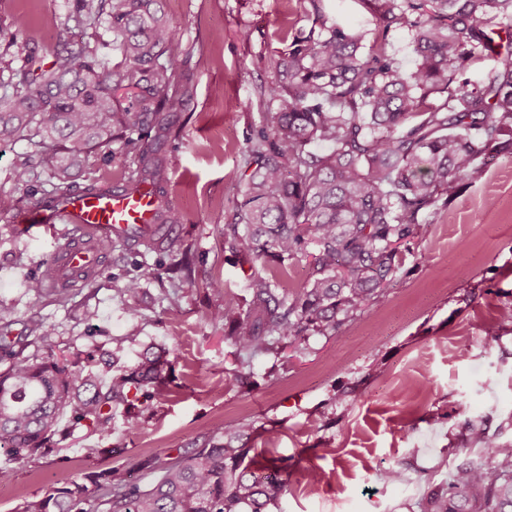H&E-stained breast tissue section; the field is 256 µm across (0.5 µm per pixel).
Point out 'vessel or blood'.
<instances>
[{
    "instance_id": "b4317fda",
    "label": "vessel or blood",
    "mask_w": 512,
    "mask_h": 512,
    "mask_svg": "<svg viewBox=\"0 0 512 512\" xmlns=\"http://www.w3.org/2000/svg\"><path fill=\"white\" fill-rule=\"evenodd\" d=\"M9 222L19 235L28 238L37 237L48 224L68 225L51 262L56 283L70 288L81 282L83 275L105 267L109 245L152 249L181 234L179 225L156 223L153 196L131 194L119 187L75 193L62 206L22 208Z\"/></svg>"
}]
</instances>
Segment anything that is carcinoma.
Returning <instances> with one entry per match:
<instances>
[{"label": "carcinoma", "instance_id": "cac0c4a2", "mask_svg": "<svg viewBox=\"0 0 512 512\" xmlns=\"http://www.w3.org/2000/svg\"><path fill=\"white\" fill-rule=\"evenodd\" d=\"M322 0H308L309 32L292 38L274 67L267 124L247 140L244 184L234 222L224 225L233 253L257 260L311 256L294 293L255 272L245 304L228 298L212 319L227 326L241 363L277 355L282 342L329 336L362 316L399 269L400 247L439 200H452L483 161L512 155V0H374L382 34L412 32L418 63L406 73L385 45L366 53L362 36L327 24ZM165 0H73L82 24L107 19L122 57L103 66L86 42L72 44L45 67L27 57L0 81V143L28 139L49 164L47 178L30 160L14 170L25 204L62 200L93 148L119 138L132 146L122 186L156 187L160 219H180L162 185V146L193 95V74L178 71L190 51L172 34ZM489 61L474 84H456L474 61ZM326 144L328 149L318 150ZM52 278L27 282L41 300ZM52 325L33 322L24 336H0V482L32 458L60 447L72 426L112 435V405L131 391L168 384L170 352L142 349L137 364L103 384L102 356L35 359L29 339ZM229 422L193 456L155 457L148 486L119 468L80 473L23 501L16 512H271L288 489V467L259 461ZM485 453L471 459L474 448ZM463 461L421 512H512V441L471 430L457 444Z\"/></svg>", "mask_w": 512, "mask_h": 512}]
</instances>
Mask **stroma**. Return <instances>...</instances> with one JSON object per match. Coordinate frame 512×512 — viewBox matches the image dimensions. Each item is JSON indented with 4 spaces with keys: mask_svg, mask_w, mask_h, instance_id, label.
I'll list each match as a JSON object with an SVG mask.
<instances>
[{
    "mask_svg": "<svg viewBox=\"0 0 512 512\" xmlns=\"http://www.w3.org/2000/svg\"><path fill=\"white\" fill-rule=\"evenodd\" d=\"M324 7L329 20L364 33L365 46L379 39L370 0H324ZM166 12L176 39L193 48L184 64L194 75L193 97L163 148L180 240L195 257L191 281L175 289L169 280L142 278V266L167 263L166 253L116 247L66 303L34 300L25 282L42 276L55 236H17L0 215V304L14 318L9 335H22L31 321L52 324L47 342L28 354L110 352L125 371L151 344L174 351L172 382L141 405L137 425H128L126 404L115 405L111 436L72 428L60 453L16 469L0 488V512H15L24 498L77 471L112 466L149 485L156 475L148 459L190 454L228 422L244 426L257 454L287 459L282 512H420V500L447 484L459 463L456 442L466 426L498 425L512 440V327L487 332L512 307V157L489 160L453 201L425 217L371 314L336 335L287 344L280 356L253 358L249 382L240 384L236 350L212 312L225 296L247 299L246 278L256 271H278L297 290L308 260L239 262L224 248V226L241 197L246 139L265 122L261 89L286 36L308 32L312 16L307 0H166ZM19 13L28 24L16 40L0 41V78L30 55L52 62L75 41L97 48L105 66L121 59L107 29L71 18L70 0H0V25ZM128 163V147L114 143L90 156L77 183L119 181ZM135 278L140 315L132 319L120 290ZM214 279L221 289L211 288ZM393 467L405 483L380 479ZM318 471L325 481H315Z\"/></svg>",
    "mask_w": 512,
    "mask_h": 512,
    "instance_id": "stroma-1",
    "label": "stroma"
}]
</instances>
